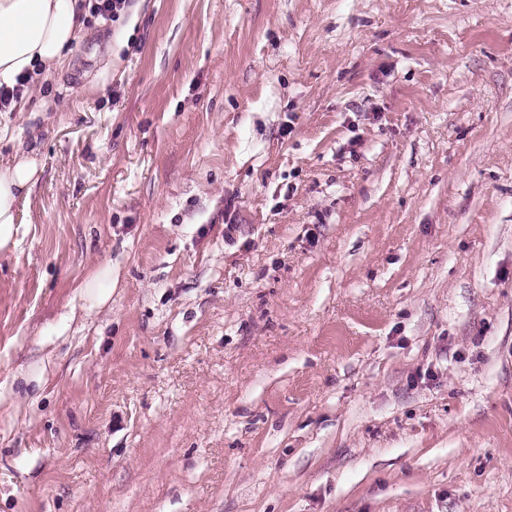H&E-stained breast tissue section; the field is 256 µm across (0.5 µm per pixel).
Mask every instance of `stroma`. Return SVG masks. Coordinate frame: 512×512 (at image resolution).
Segmentation results:
<instances>
[{"instance_id":"stroma-1","label":"stroma","mask_w":512,"mask_h":512,"mask_svg":"<svg viewBox=\"0 0 512 512\" xmlns=\"http://www.w3.org/2000/svg\"><path fill=\"white\" fill-rule=\"evenodd\" d=\"M21 151L0 512H512V0H131ZM81 288L91 302V308L103 304L112 293V266L102 265Z\"/></svg>"}]
</instances>
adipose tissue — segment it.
<instances>
[{
  "label": "adipose tissue",
  "mask_w": 512,
  "mask_h": 512,
  "mask_svg": "<svg viewBox=\"0 0 512 512\" xmlns=\"http://www.w3.org/2000/svg\"><path fill=\"white\" fill-rule=\"evenodd\" d=\"M81 26L78 0H0V84L56 74ZM38 173L36 160L26 156L0 168V252L17 245V203L29 197Z\"/></svg>",
  "instance_id": "ef3b65f1"
}]
</instances>
